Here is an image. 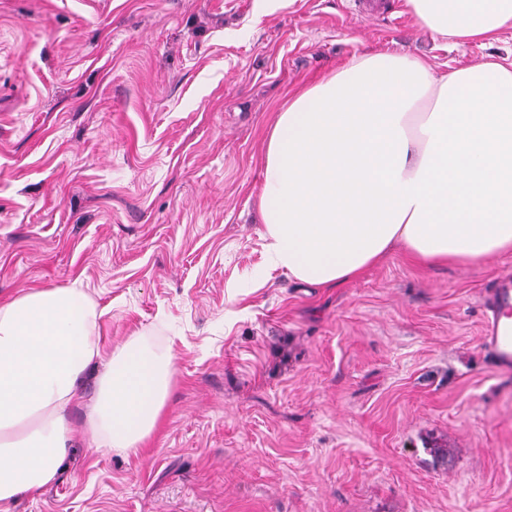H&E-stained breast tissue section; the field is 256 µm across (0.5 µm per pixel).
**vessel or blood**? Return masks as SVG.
Instances as JSON below:
<instances>
[{
  "label": "vessel or blood",
  "mask_w": 512,
  "mask_h": 512,
  "mask_svg": "<svg viewBox=\"0 0 512 512\" xmlns=\"http://www.w3.org/2000/svg\"><path fill=\"white\" fill-rule=\"evenodd\" d=\"M482 339L494 365L512 368V276L498 280L483 299Z\"/></svg>",
  "instance_id": "1"
}]
</instances>
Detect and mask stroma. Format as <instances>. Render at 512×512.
<instances>
[{
  "label": "stroma",
  "instance_id": "1",
  "mask_svg": "<svg viewBox=\"0 0 512 512\" xmlns=\"http://www.w3.org/2000/svg\"><path fill=\"white\" fill-rule=\"evenodd\" d=\"M376 51L444 72L512 31L453 46L406 0H0V298L78 283L105 351L175 355L148 447L80 444L10 512H512V371L482 344L512 253L264 268L277 112Z\"/></svg>",
  "mask_w": 512,
  "mask_h": 512
}]
</instances>
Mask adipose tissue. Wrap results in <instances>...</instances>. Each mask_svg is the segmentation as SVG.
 <instances>
[{
  "instance_id": "obj_1",
  "label": "adipose tissue",
  "mask_w": 512,
  "mask_h": 512,
  "mask_svg": "<svg viewBox=\"0 0 512 512\" xmlns=\"http://www.w3.org/2000/svg\"><path fill=\"white\" fill-rule=\"evenodd\" d=\"M443 39L491 42L512 0H408ZM268 270L334 288L393 246L422 265L512 251V60L446 73L364 54L288 97L270 131L260 196ZM86 289L0 299V512L58 476L75 434L138 451L159 426L173 356L132 338L106 353ZM99 368L82 431L70 408Z\"/></svg>"
}]
</instances>
